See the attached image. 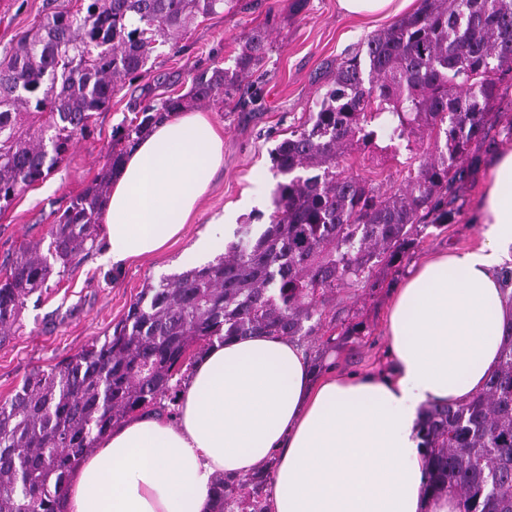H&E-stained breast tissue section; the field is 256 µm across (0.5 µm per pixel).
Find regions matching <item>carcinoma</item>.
I'll use <instances>...</instances> for the list:
<instances>
[{"label": "carcinoma", "mask_w": 512, "mask_h": 512, "mask_svg": "<svg viewBox=\"0 0 512 512\" xmlns=\"http://www.w3.org/2000/svg\"><path fill=\"white\" fill-rule=\"evenodd\" d=\"M239 0H80L21 36L0 61V210L64 160L96 113L143 79L158 47L199 16ZM268 36L253 30L234 57L185 94L139 107L112 130L105 164L49 232L0 266V335L27 298L93 250L112 178L129 145L197 103L226 100L259 66ZM512 79V0H420L336 65L317 110L270 151L277 179L264 229L242 224L227 252L142 288L127 314L0 401V512H65L78 461L112 426L178 401L185 367L207 349L265 334L302 340L324 327L336 290L376 288L428 227L456 222L458 191L483 165L493 111ZM404 142L400 180L375 183L348 163ZM424 490H451L458 512H512V333L483 392L424 409ZM272 467L212 486L211 512H270Z\"/></svg>", "instance_id": "carcinoma-1"}]
</instances>
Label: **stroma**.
Here are the masks:
<instances>
[{
    "mask_svg": "<svg viewBox=\"0 0 512 512\" xmlns=\"http://www.w3.org/2000/svg\"><path fill=\"white\" fill-rule=\"evenodd\" d=\"M69 0H0V58L16 38L39 24ZM293 0H240L238 9L198 19L176 44L152 59L142 80L124 88L91 131L80 136L70 154L49 175L20 192L0 212V262L23 247L46 238L70 199L100 171L112 146V130L132 118L133 99L160 100L169 88L188 91L195 73L214 65L232 66L242 38L266 31L270 43L264 61L243 79L233 100L202 108L224 137V165L202 198L194 224L156 256L135 259L120 269L91 255L63 279H50L22 308L12 335L0 338V400L9 397L34 370L46 369L74 354L89 340L105 335L126 313L146 283L177 273L176 261L199 230L221 216L233 217L224 233L236 241L240 224L271 209L276 180L269 153L315 111L321 88L338 62L361 48L372 34L397 22V15L362 19L345 14L338 0H305L294 11ZM494 153L461 191L458 220L446 230L430 229L405 257L399 273L377 269L380 288H346L336 294L338 316L361 323L365 334L337 341V370L376 374L386 370L385 334L390 305L404 279L430 255L448 249L467 251L481 242L475 221Z\"/></svg>",
    "mask_w": 512,
    "mask_h": 512,
    "instance_id": "1",
    "label": "stroma"
}]
</instances>
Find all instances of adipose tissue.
<instances>
[{
	"label": "adipose tissue",
	"instance_id": "1",
	"mask_svg": "<svg viewBox=\"0 0 512 512\" xmlns=\"http://www.w3.org/2000/svg\"><path fill=\"white\" fill-rule=\"evenodd\" d=\"M224 160L199 112L158 124L126 155L101 226L115 266L178 239ZM482 242L425 260L387 318L392 366L313 380L296 342L245 336L214 344L183 383L177 414L129 419L69 477L67 512H210L216 475L277 465L272 512H457L423 492L420 413L481 392L512 330V150L498 154L479 204Z\"/></svg>",
	"mask_w": 512,
	"mask_h": 512
}]
</instances>
